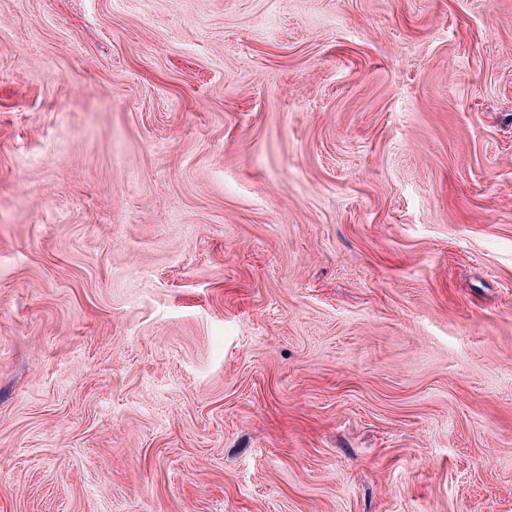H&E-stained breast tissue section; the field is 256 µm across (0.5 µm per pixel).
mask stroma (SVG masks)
Instances as JSON below:
<instances>
[{
  "instance_id": "35a3bbf8",
  "label": "stroma",
  "mask_w": 512,
  "mask_h": 512,
  "mask_svg": "<svg viewBox=\"0 0 512 512\" xmlns=\"http://www.w3.org/2000/svg\"><path fill=\"white\" fill-rule=\"evenodd\" d=\"M0 512H512V0H0Z\"/></svg>"
}]
</instances>
